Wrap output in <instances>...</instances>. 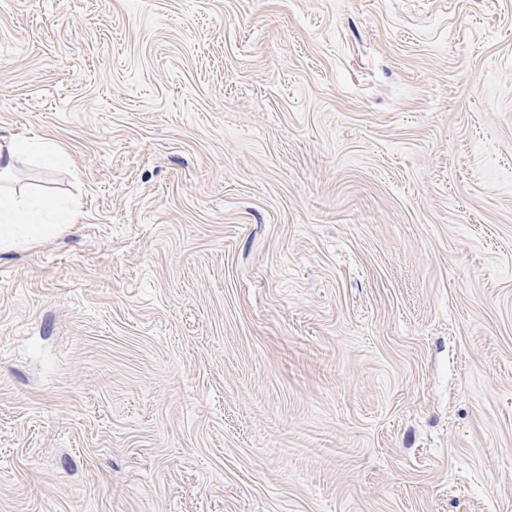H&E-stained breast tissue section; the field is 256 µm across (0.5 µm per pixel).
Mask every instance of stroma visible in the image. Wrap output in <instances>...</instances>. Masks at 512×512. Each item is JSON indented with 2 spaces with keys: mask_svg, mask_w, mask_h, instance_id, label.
Instances as JSON below:
<instances>
[{
  "mask_svg": "<svg viewBox=\"0 0 512 512\" xmlns=\"http://www.w3.org/2000/svg\"><path fill=\"white\" fill-rule=\"evenodd\" d=\"M0 512H512V0H0ZM25 155L39 156L50 165L66 163V155L48 139L0 142V252L27 248L40 241L48 230L62 231L80 219L72 201L4 189L12 184L16 162Z\"/></svg>",
  "mask_w": 512,
  "mask_h": 512,
  "instance_id": "stroma-1",
  "label": "stroma"
}]
</instances>
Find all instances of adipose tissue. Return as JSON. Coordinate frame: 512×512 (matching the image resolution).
Returning a JSON list of instances; mask_svg holds the SVG:
<instances>
[{
	"mask_svg": "<svg viewBox=\"0 0 512 512\" xmlns=\"http://www.w3.org/2000/svg\"><path fill=\"white\" fill-rule=\"evenodd\" d=\"M26 155L38 156L51 165L66 162L59 146L44 138L0 142V252L29 247L47 231L64 230L80 219L74 202L12 190L15 165Z\"/></svg>",
	"mask_w": 512,
	"mask_h": 512,
	"instance_id": "1",
	"label": "adipose tissue"
}]
</instances>
